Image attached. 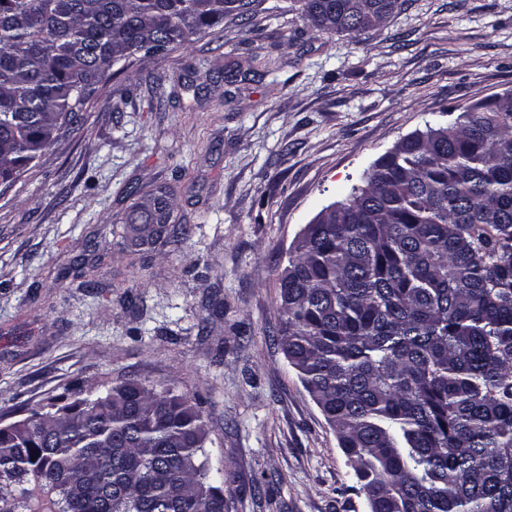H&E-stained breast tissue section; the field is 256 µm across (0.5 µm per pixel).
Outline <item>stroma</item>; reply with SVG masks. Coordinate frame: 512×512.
I'll list each match as a JSON object with an SVG mask.
<instances>
[{"instance_id": "35a3bbf8", "label": "stroma", "mask_w": 512, "mask_h": 512, "mask_svg": "<svg viewBox=\"0 0 512 512\" xmlns=\"http://www.w3.org/2000/svg\"><path fill=\"white\" fill-rule=\"evenodd\" d=\"M512 93V0H405L320 34L261 0L189 48L116 63L0 186V418L135 380L200 403L224 512H366L276 338L279 276L324 208L403 138ZM172 195L165 247L124 217ZM92 266V286L69 271Z\"/></svg>"}]
</instances>
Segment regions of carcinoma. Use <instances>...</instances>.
Returning <instances> with one entry per match:
<instances>
[{"mask_svg": "<svg viewBox=\"0 0 512 512\" xmlns=\"http://www.w3.org/2000/svg\"><path fill=\"white\" fill-rule=\"evenodd\" d=\"M322 34L403 0H297ZM255 0H0V176L22 171L119 60L188 47ZM151 200L126 223L147 231ZM288 363L377 512H512V97L401 140L279 278ZM72 422L0 432V512H224L193 399L125 381ZM18 486L21 494L8 488Z\"/></svg>", "mask_w": 512, "mask_h": 512, "instance_id": "carcinoma-1", "label": "carcinoma"}]
</instances>
